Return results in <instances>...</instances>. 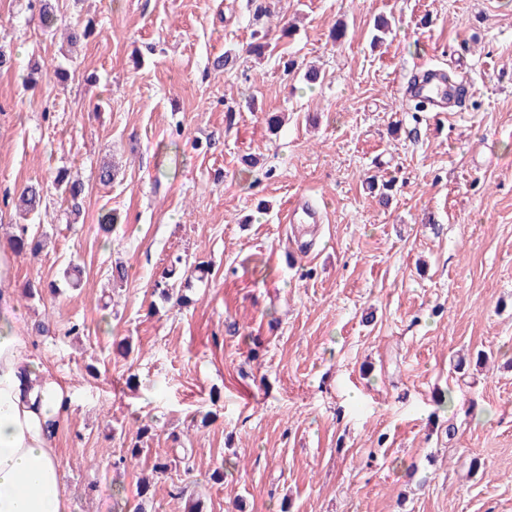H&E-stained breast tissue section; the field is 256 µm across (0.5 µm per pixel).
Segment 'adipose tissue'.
Here are the masks:
<instances>
[{"instance_id": "1", "label": "adipose tissue", "mask_w": 512, "mask_h": 512, "mask_svg": "<svg viewBox=\"0 0 512 512\" xmlns=\"http://www.w3.org/2000/svg\"><path fill=\"white\" fill-rule=\"evenodd\" d=\"M16 302L0 291V512H70L49 422L68 394L45 378L15 321Z\"/></svg>"}]
</instances>
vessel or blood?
I'll return each mask as SVG.
<instances>
[{
    "label": "vessel or blood",
    "instance_id": "1",
    "mask_svg": "<svg viewBox=\"0 0 512 512\" xmlns=\"http://www.w3.org/2000/svg\"><path fill=\"white\" fill-rule=\"evenodd\" d=\"M415 70L403 88L406 98L431 112L462 111L468 95L463 84L449 80L447 71L431 65L419 64Z\"/></svg>",
    "mask_w": 512,
    "mask_h": 512
}]
</instances>
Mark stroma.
<instances>
[{
    "mask_svg": "<svg viewBox=\"0 0 512 512\" xmlns=\"http://www.w3.org/2000/svg\"><path fill=\"white\" fill-rule=\"evenodd\" d=\"M56 15L51 37L28 0H0V245L23 186L47 206L44 249L0 286L71 396L54 438L71 512H124L158 455L190 465L144 512H512V0H58ZM423 62L468 77L466 111L403 96ZM63 168L85 187L76 217ZM300 200L320 223H289ZM178 255L186 305L153 293ZM141 423L142 455L113 467Z\"/></svg>",
    "mask_w": 512,
    "mask_h": 512,
    "instance_id": "obj_1",
    "label": "stroma"
}]
</instances>
